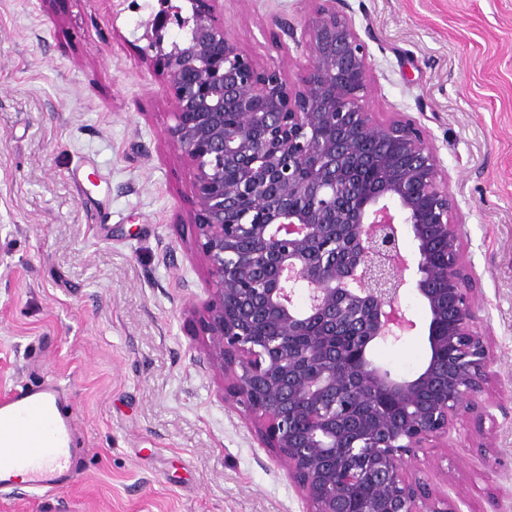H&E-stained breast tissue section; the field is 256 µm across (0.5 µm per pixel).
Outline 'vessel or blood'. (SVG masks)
<instances>
[{"mask_svg": "<svg viewBox=\"0 0 512 512\" xmlns=\"http://www.w3.org/2000/svg\"><path fill=\"white\" fill-rule=\"evenodd\" d=\"M20 470L30 472L35 492L58 489L75 477L73 424L55 384L0 400V489L12 486Z\"/></svg>", "mask_w": 512, "mask_h": 512, "instance_id": "obj_1", "label": "vessel or blood"}]
</instances>
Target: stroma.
Segmentation results:
<instances>
[{
	"mask_svg": "<svg viewBox=\"0 0 512 512\" xmlns=\"http://www.w3.org/2000/svg\"><path fill=\"white\" fill-rule=\"evenodd\" d=\"M366 33L376 119L426 131L461 216L490 342L491 418L420 451L410 478L461 512H512V0H346ZM313 0H224V29L297 82ZM126 0H0V397L53 381L74 422L73 483L0 492V512H306L224 373L199 365L210 275L194 253L190 163ZM292 25L294 35L283 32ZM414 335L369 352L400 377Z\"/></svg>",
	"mask_w": 512,
	"mask_h": 512,
	"instance_id": "obj_1",
	"label": "stroma"
}]
</instances>
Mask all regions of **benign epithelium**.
I'll return each mask as SVG.
<instances>
[{"label":"benign epithelium","instance_id":"benign-epithelium-1","mask_svg":"<svg viewBox=\"0 0 512 512\" xmlns=\"http://www.w3.org/2000/svg\"><path fill=\"white\" fill-rule=\"evenodd\" d=\"M185 2L187 9L175 0L149 5L141 52L172 95L168 137L193 168L196 252L211 275L199 309L208 340L200 362L229 371L232 393L299 487L306 512H348L357 483L368 489L362 512H461L407 475L418 449L497 406L461 221L425 130L365 109L368 45L337 0H315L296 84L241 52L224 31L221 0ZM171 25L185 31L181 40H166ZM367 142L380 154L362 151ZM374 161L373 192L348 210L342 190L353 181L344 171ZM240 164L238 180L224 182V169ZM243 197L248 213L238 209ZM407 230L413 254L401 246ZM242 236L258 248L239 254ZM338 249L349 254L342 264ZM409 288L428 309L431 354L420 373L398 378L367 348L417 328L402 304ZM445 320L454 329L443 336ZM341 333L362 343L355 367L336 346ZM442 349L447 389L427 404L421 392L436 384ZM376 392L394 408H372L360 429L349 404Z\"/></svg>","mask_w":512,"mask_h":512}]
</instances>
